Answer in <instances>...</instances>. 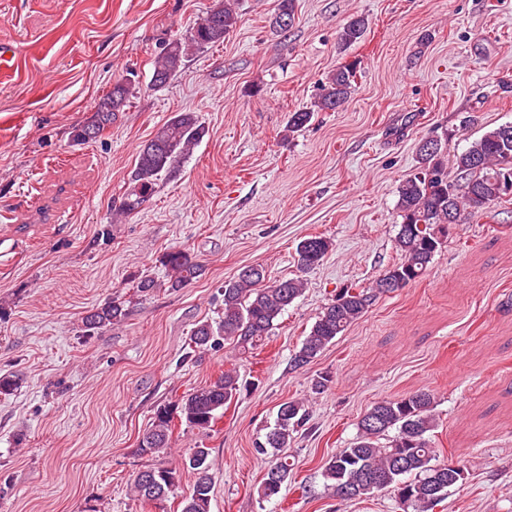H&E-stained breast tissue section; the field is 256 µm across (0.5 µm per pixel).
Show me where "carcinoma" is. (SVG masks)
I'll use <instances>...</instances> for the list:
<instances>
[{"label":"carcinoma","instance_id":"cac0c4a2","mask_svg":"<svg viewBox=\"0 0 512 512\" xmlns=\"http://www.w3.org/2000/svg\"><path fill=\"white\" fill-rule=\"evenodd\" d=\"M296 0H278L274 25L281 31L289 28L295 16ZM206 25L196 24L185 38L164 44L154 57L152 82L166 84L184 65L192 48L220 44L238 22L230 0L210 11ZM366 30L365 19L356 16L344 25L340 40L355 43ZM357 64L338 69L321 88L317 107L334 111L351 95ZM136 84L118 81L99 100L90 120L74 134V141L88 142L102 136L117 113L133 97ZM314 112L296 110L288 114V131L295 132L311 122ZM205 127L193 112H178L158 127L140 149L135 167L119 210L131 214L153 194L161 173L176 168L205 136ZM435 147L427 142L419 146L417 172L398 187L397 208L402 218L395 237L399 261L389 267L369 287L346 285L323 307L301 347L291 358L293 366L302 368L321 351L362 319L381 296L392 292L388 274L399 273L404 284L421 279L435 255L448 241L445 224L448 218L460 222L463 212L482 213L508 197L512 182V123L486 131L465 150L448 155L447 143L435 138ZM462 175V180L448 179V166ZM331 241L322 235H310L297 247L298 265L306 270L323 261ZM162 264L168 268V287L183 288L200 276L202 267L192 254L178 249L167 252ZM304 282L300 277L271 280L261 265L244 267L238 276L222 287L224 317L214 327L202 324L195 330L192 343L206 351L228 341L241 355L258 349L272 335L278 317L300 297ZM126 309L118 300L108 301L83 318L87 331L95 332L124 319ZM244 388L236 368L222 372L216 379L176 401L159 404L150 427L138 442L142 455H160L171 448L175 423L207 432L214 428L228 407ZM434 394L416 390L397 399L374 403L358 422V435L350 446L331 455L324 464L323 476L330 489L343 501H352L375 492H390L403 512H433L448 497V488L462 479L463 466L448 467L432 445L430 434L437 427ZM308 412L299 401L279 406L275 426L256 443L261 454L288 447L294 432L304 426ZM209 449L197 447L185 459L184 467L194 475V483L183 499L182 512H210L212 477L208 462ZM292 464L288 457H277L269 466L260 496L270 500L288 479ZM180 480V471L168 467H151L133 480V493L151 504L167 500Z\"/></svg>","mask_w":512,"mask_h":512}]
</instances>
